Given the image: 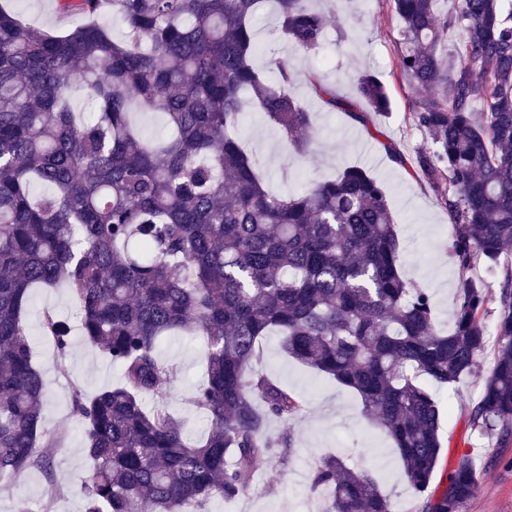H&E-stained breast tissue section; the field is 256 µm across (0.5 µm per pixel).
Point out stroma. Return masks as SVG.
Instances as JSON below:
<instances>
[{"label": "stroma", "instance_id": "obj_1", "mask_svg": "<svg viewBox=\"0 0 512 512\" xmlns=\"http://www.w3.org/2000/svg\"><path fill=\"white\" fill-rule=\"evenodd\" d=\"M9 5L38 30L60 33L76 22L75 17L59 14L54 0H9ZM315 7L329 17L325 46L315 57L294 50L278 31L272 10H265L254 22L258 43L293 59L298 78L291 92L309 108L315 129L307 155L299 157L283 148L275 128L258 111L244 117L241 137L260 157L266 181L276 193L298 192L311 179L333 177L355 165L364 166L385 185L404 246L402 273L429 291L437 325L448 329L458 286V272L447 255L452 233L448 214L437 193L422 178L393 163L384 149L390 142L412 155L431 145L429 133L413 120L421 94L399 67L395 43L399 20L393 0H357L352 9L341 0H317ZM311 69L323 70L337 96L344 98L351 97L357 76L370 72L381 79L390 107L376 117L380 140L370 139L362 126L311 96L303 79ZM47 309L72 323L77 311L67 291L56 288L38 293L28 315L33 359L48 391L44 425L56 438L52 447L42 451L51 460L52 470L33 468L0 480V512H81L92 463L83 453L81 425L72 412L73 389L78 386L93 393L121 380L120 370L81 336H74L67 359H59L52 339L40 331ZM280 343L275 334L263 338L259 368L308 400L305 415L292 424L277 420L268 424L274 437L290 436L287 461L261 464L254 491L232 500L213 497L205 504V512H322L324 500L310 490L308 476L313 464L328 453L376 476L394 512H411L414 500L398 454L388 439L369 437L370 421L360 398L337 384L319 383L314 371L285 356ZM204 353L200 336H173L159 349L164 360L180 369L166 407L185 420L194 438L206 427L203 413L192 403L203 381ZM494 356V346H487L477 375L439 393L446 407L442 431L448 461L453 464L461 455H469L478 477L477 492L462 512H512V444L499 445L469 424L481 379L490 373Z\"/></svg>", "mask_w": 512, "mask_h": 512}]
</instances>
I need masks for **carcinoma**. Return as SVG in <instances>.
<instances>
[{
	"label": "carcinoma",
	"mask_w": 512,
	"mask_h": 512,
	"mask_svg": "<svg viewBox=\"0 0 512 512\" xmlns=\"http://www.w3.org/2000/svg\"><path fill=\"white\" fill-rule=\"evenodd\" d=\"M262 0H57L85 22L35 32L0 5V479L50 468L36 449L47 387L31 355L33 290L63 284L83 340L119 366V384L73 392L83 449L93 463L83 512H202L215 496L252 489L258 466L306 400L254 368L272 332L284 352L357 394L392 441L417 512H460L477 490L469 458L432 487L442 454L436 389L474 375L488 336L496 358L470 424L512 442V273L501 282L494 333L484 325L485 282L512 245V0H393L401 70L423 92L415 123L432 137L414 161L452 226L448 258L459 282L452 324L401 273L402 241L387 192L349 167L298 194L277 195L238 137L246 105L282 144L307 152L308 108L291 92L287 56L256 62L253 17ZM280 32L305 55L324 45L326 16L309 0H274ZM126 27L116 41L100 18ZM451 48H442L448 31ZM311 94L369 128L390 100L362 74L355 97L336 96L319 71ZM94 107L77 112L70 91ZM161 116L163 141L143 137L133 110ZM53 191L36 197L33 187ZM60 359L68 321L41 322ZM206 340L193 402L208 422L188 439L163 401L179 376L162 359L168 336ZM323 512H392L373 476L329 456L311 468Z\"/></svg>",
	"instance_id": "1"
}]
</instances>
